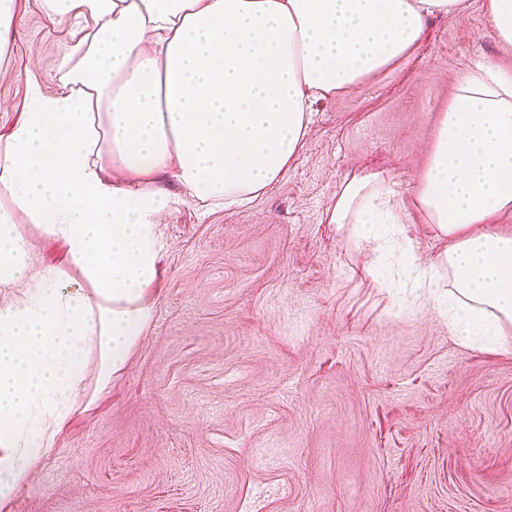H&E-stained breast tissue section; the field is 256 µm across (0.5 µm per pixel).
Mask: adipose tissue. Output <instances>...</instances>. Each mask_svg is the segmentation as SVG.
<instances>
[{"label": "adipose tissue", "instance_id": "ef3b65f1", "mask_svg": "<svg viewBox=\"0 0 512 512\" xmlns=\"http://www.w3.org/2000/svg\"><path fill=\"white\" fill-rule=\"evenodd\" d=\"M92 19L63 89L34 79L0 133V512L55 453L78 401L94 404L153 318L166 248L163 212L190 197L248 205L297 157L316 103L356 89L422 44L431 19L464 0H43ZM413 207L446 248L450 286L411 242L390 250L460 344L494 350L512 327V67L479 63L458 80L429 146ZM383 171L347 177L326 223L380 239L402 223ZM177 183L170 191L168 183ZM65 247L34 270L16 216ZM80 279L70 277V270ZM97 366L88 390V362Z\"/></svg>", "mask_w": 512, "mask_h": 512}]
</instances>
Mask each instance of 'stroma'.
<instances>
[{"label": "stroma", "instance_id": "stroma-1", "mask_svg": "<svg viewBox=\"0 0 512 512\" xmlns=\"http://www.w3.org/2000/svg\"><path fill=\"white\" fill-rule=\"evenodd\" d=\"M480 2L316 105L288 171L246 209L167 210L151 326L11 512H512V332L494 352L461 345L397 270L371 280L351 227L323 220L360 167L386 170L408 204L457 80L512 65ZM16 8L4 129L27 70L62 89L82 29L42 0Z\"/></svg>", "mask_w": 512, "mask_h": 512}]
</instances>
